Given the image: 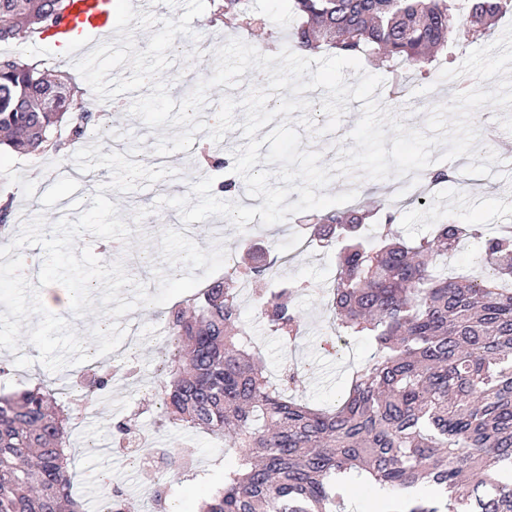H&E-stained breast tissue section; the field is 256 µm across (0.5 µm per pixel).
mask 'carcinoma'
I'll list each match as a JSON object with an SVG mask.
<instances>
[{"label": "carcinoma", "mask_w": 512, "mask_h": 512, "mask_svg": "<svg viewBox=\"0 0 512 512\" xmlns=\"http://www.w3.org/2000/svg\"><path fill=\"white\" fill-rule=\"evenodd\" d=\"M71 0H0V42L42 35ZM294 47L318 40L343 55L378 56L406 75L453 44L460 27L479 38L512 12V0H289ZM112 126L86 109L65 72L0 57V146L59 153ZM457 168H427L424 185L455 183ZM358 202L313 216L308 242L336 245L328 306L349 335H370L374 352L353 369L332 411L288 398L299 372L272 379L249 331L239 325V289L224 280L176 303L163 320L177 354L157 396V430L191 428L240 450L198 512H341L348 492L374 485L402 497L400 512H512V225L486 236L448 221L407 241L385 214ZM477 240L488 272L448 277L436 261L464 237ZM278 257L262 253L247 275L272 281ZM307 288H261L256 308L288 346L301 336L293 300ZM112 368L84 389L92 406ZM73 418L43 382L0 394V512H83L69 470Z\"/></svg>", "instance_id": "1"}]
</instances>
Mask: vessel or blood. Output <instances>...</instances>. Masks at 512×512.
I'll return each instance as SVG.
<instances>
[{"mask_svg": "<svg viewBox=\"0 0 512 512\" xmlns=\"http://www.w3.org/2000/svg\"><path fill=\"white\" fill-rule=\"evenodd\" d=\"M112 5L113 0H74L71 10L51 31L54 45L66 47L70 52L82 51L85 31L111 30Z\"/></svg>", "mask_w": 512, "mask_h": 512, "instance_id": "vessel-or-blood-1", "label": "vessel or blood"}]
</instances>
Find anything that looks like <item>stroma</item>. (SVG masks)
Instances as JSON below:
<instances>
[{"instance_id":"stroma-1","label":"stroma","mask_w":512,"mask_h":512,"mask_svg":"<svg viewBox=\"0 0 512 512\" xmlns=\"http://www.w3.org/2000/svg\"><path fill=\"white\" fill-rule=\"evenodd\" d=\"M247 16H222L213 20L211 12H204L191 21L193 37L176 36L168 57L173 66L164 71L163 80L169 87L173 99L184 98L190 87L213 74L210 60L212 52L227 40H242L264 54H277L288 44V33L293 15L288 9V0H248ZM458 45L452 60H439L424 80H411V95L394 106L407 127L424 128L429 108L422 104L423 95L434 98L435 105L446 104L453 96L454 81L440 80V71L447 66H460L475 44L466 32L457 35ZM16 54L18 61L38 65L39 69H55L73 72L71 59L58 56L51 44L37 37L21 38L14 43H0V55ZM134 99L133 93H125L124 111L111 116L112 138L104 142L103 153L114 151L131 157L133 161L152 165L161 160L163 165L178 170V177H168L150 186H139L132 192L106 191L105 196L119 207L123 220H130L133 212L148 209L149 214L141 224V235L131 236L129 244L121 251H113L104 240L86 234L77 239V246L90 247L93 253L109 264L124 261L129 275L137 282L147 285L149 294H157L154 269L161 266L159 254L160 234L167 229L183 230L201 249L215 243H223L228 254L240 263H247V249L235 227L223 218L212 216L204 221L183 225L179 212L170 207H157L158 198L188 194L192 183L198 182L202 174L189 163L187 152H178L162 158L156 157L153 146L160 135H173L174 127L162 125L150 128L140 118L130 115L128 108ZM362 103L350 101L336 132L316 138L303 134L301 147L323 154V164L332 163L338 148L351 147L348 133L361 118ZM486 123L479 129L480 148L494 150L500 158L492 165L488 177L464 176L456 184L435 187L428 206L407 205L400 207L397 226L409 238L430 235L435 225L453 220L461 224H482L487 230H495L502 224H512V133L505 131L495 118V109H487ZM75 164L72 157H58L51 153L0 152V197L11 198L19 210L27 216L45 213L48 223H55L61 215L58 208L43 209L40 198L60 177L71 175ZM394 178L369 180L357 176L334 178L325 192L335 195L356 190L358 198L372 206L391 207V190ZM251 238L273 249L275 254L288 255L289 260L279 266L275 282L300 281L307 288L295 300L302 318L303 334L297 345L287 348L266 330L260 320L251 290H244L240 306V320L249 329L255 343L260 347L263 361L270 373H278L283 365L296 367L300 380L291 390L297 400L322 408L335 407L337 401L348 391V380L353 367L367 359L373 348L366 337L338 338L336 320L326 305V292L336 276V252L334 249L308 242L297 216L272 226L261 225L252 220L247 225ZM119 325L126 335L139 341L134 350L137 358L139 378L135 381L115 379L112 391L104 395L92 409V415L84 423L75 426L71 444L75 455L73 482L74 491L85 503V512H98L99 496L108 486L119 487L126 496L128 512H148V490L153 485L159 470H166L175 493L180 512H195L198 499L209 487L193 479V472H205L210 480L219 479L226 465L232 464L237 455L223 439L209 438L188 430L175 429L161 434L164 447L181 452L177 466L167 467L165 455H158L152 463L141 464L127 456L115 453L101 454L97 446L112 437L114 421L137 415L140 428L154 430L156 411L151 402L143 398L144 391L155 389L163 380L167 363L174 347L162 328V323L151 306H140L119 317ZM18 352L0 348V363H7L11 380L0 384V393L16 390L20 383L32 384L44 378L65 387L80 365H71L58 371L49 370L39 362L38 350L27 339H20ZM109 471L111 484L99 478L101 471Z\"/></svg>"}]
</instances>
